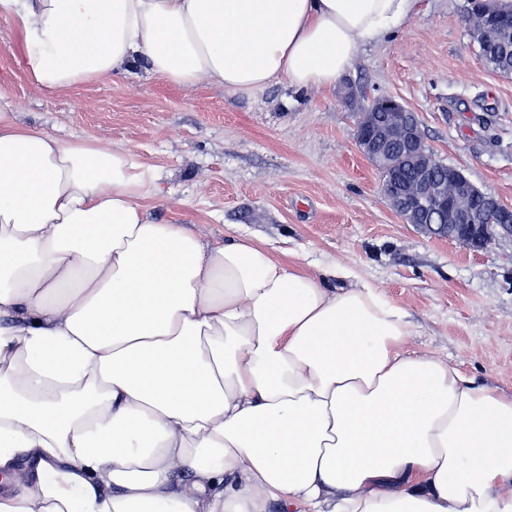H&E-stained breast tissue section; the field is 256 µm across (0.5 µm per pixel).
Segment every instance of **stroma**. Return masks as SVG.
I'll return each mask as SVG.
<instances>
[{"mask_svg": "<svg viewBox=\"0 0 512 512\" xmlns=\"http://www.w3.org/2000/svg\"><path fill=\"white\" fill-rule=\"evenodd\" d=\"M468 0H421L392 36L360 46L335 85L287 82L255 97L185 89L145 69L47 96L0 23V86L24 125L118 144L161 175L146 201L158 224L211 240L245 237L308 272L339 262L406 309L413 350L512 393V238L473 252L401 223L360 152L358 113L405 102L434 156L512 206V75L489 69L468 35Z\"/></svg>", "mask_w": 512, "mask_h": 512, "instance_id": "stroma-1", "label": "stroma"}]
</instances>
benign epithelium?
<instances>
[{
    "label": "benign epithelium",
    "instance_id": "1",
    "mask_svg": "<svg viewBox=\"0 0 512 512\" xmlns=\"http://www.w3.org/2000/svg\"><path fill=\"white\" fill-rule=\"evenodd\" d=\"M412 115V110L399 100L391 97L381 98L373 106V111L359 114L358 125L354 131L355 142L360 151L384 172L382 194L405 224L410 223V216L414 210H404L400 206L402 190L399 169L390 162L384 147L390 142L406 138L409 118ZM413 160L418 171V183L412 192L416 207L434 203L440 208H446L448 213V224H419L417 228L420 231L432 237L445 234L473 251L486 248L496 237H512L511 224L496 222L497 212L503 207L498 198L477 187L459 169L451 165L448 166V177L455 183L454 196L443 198L438 195V187L431 174L426 144H421L418 155L414 156ZM470 196L486 202L487 208L483 217L488 219V223L476 222L465 209L464 201Z\"/></svg>",
    "mask_w": 512,
    "mask_h": 512
}]
</instances>
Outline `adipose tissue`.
Here are the masks:
<instances>
[{"mask_svg":"<svg viewBox=\"0 0 512 512\" xmlns=\"http://www.w3.org/2000/svg\"><path fill=\"white\" fill-rule=\"evenodd\" d=\"M420 0H0L53 96L334 85ZM157 172L0 90V512H512V394L346 267L149 220Z\"/></svg>","mask_w":512,"mask_h":512,"instance_id":"obj_1","label":"adipose tissue"}]
</instances>
